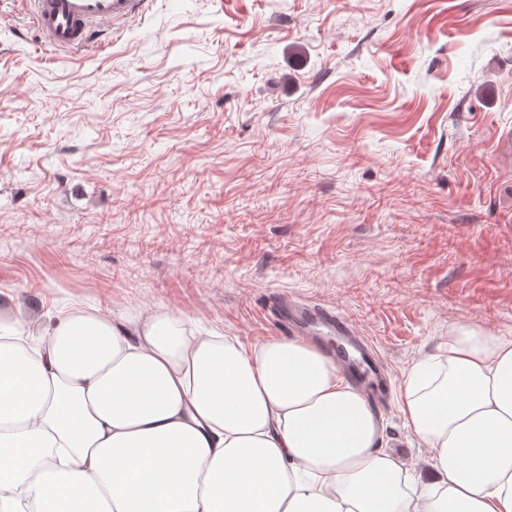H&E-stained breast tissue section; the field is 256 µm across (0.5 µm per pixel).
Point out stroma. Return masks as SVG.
Wrapping results in <instances>:
<instances>
[{
    "mask_svg": "<svg viewBox=\"0 0 512 512\" xmlns=\"http://www.w3.org/2000/svg\"><path fill=\"white\" fill-rule=\"evenodd\" d=\"M512 0H155L45 46L0 0V307L171 311L252 346L285 294L404 383L458 325L512 341Z\"/></svg>",
    "mask_w": 512,
    "mask_h": 512,
    "instance_id": "1",
    "label": "stroma"
}]
</instances>
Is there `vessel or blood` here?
Segmentation results:
<instances>
[{
	"mask_svg": "<svg viewBox=\"0 0 512 512\" xmlns=\"http://www.w3.org/2000/svg\"><path fill=\"white\" fill-rule=\"evenodd\" d=\"M33 25L42 42L58 50L83 52L99 43L103 32L118 34L129 20L144 16L153 0H29ZM278 329L285 334H307L313 326L344 337L356 353L350 360L340 350L328 354L338 370L369 400L375 413L385 411L386 374L377 351L359 336L353 323L340 313L303 306L287 299L275 304Z\"/></svg>",
	"mask_w": 512,
	"mask_h": 512,
	"instance_id": "1",
	"label": "vessel or blood"
}]
</instances>
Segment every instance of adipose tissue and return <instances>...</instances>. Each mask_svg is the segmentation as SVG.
<instances>
[{"label":"adipose tissue","mask_w":512,"mask_h":512,"mask_svg":"<svg viewBox=\"0 0 512 512\" xmlns=\"http://www.w3.org/2000/svg\"><path fill=\"white\" fill-rule=\"evenodd\" d=\"M401 410L439 475L421 490L306 338L0 309V512H512V342L458 326Z\"/></svg>","instance_id":"adipose-tissue-1"}]
</instances>
